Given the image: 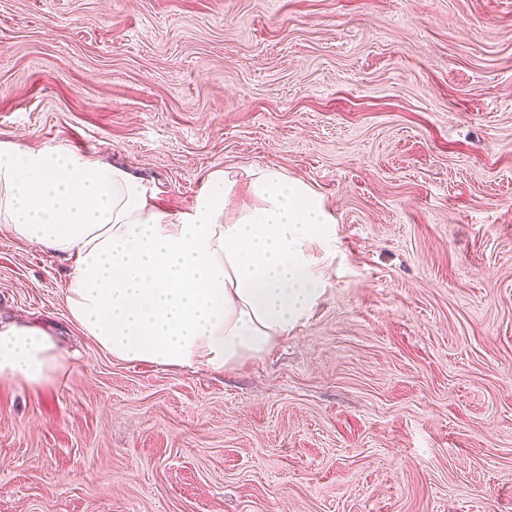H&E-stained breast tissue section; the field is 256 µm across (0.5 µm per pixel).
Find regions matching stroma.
Instances as JSON below:
<instances>
[{
	"mask_svg": "<svg viewBox=\"0 0 512 512\" xmlns=\"http://www.w3.org/2000/svg\"><path fill=\"white\" fill-rule=\"evenodd\" d=\"M0 143L174 214L272 164L336 218L324 294L222 373L113 359L0 234V314L71 352L0 380V512H512V0H0Z\"/></svg>",
	"mask_w": 512,
	"mask_h": 512,
	"instance_id": "35a3bbf8",
	"label": "stroma"
}]
</instances>
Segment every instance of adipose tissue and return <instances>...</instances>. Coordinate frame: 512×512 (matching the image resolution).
<instances>
[{"instance_id": "1", "label": "adipose tissue", "mask_w": 512, "mask_h": 512, "mask_svg": "<svg viewBox=\"0 0 512 512\" xmlns=\"http://www.w3.org/2000/svg\"><path fill=\"white\" fill-rule=\"evenodd\" d=\"M255 204L210 174L190 210L158 208L128 169L62 146L0 143V232L70 261L71 321L114 359L221 372L267 355L325 291L309 252L335 222L320 195L273 166ZM46 330L0 321V379L40 389L68 366Z\"/></svg>"}]
</instances>
